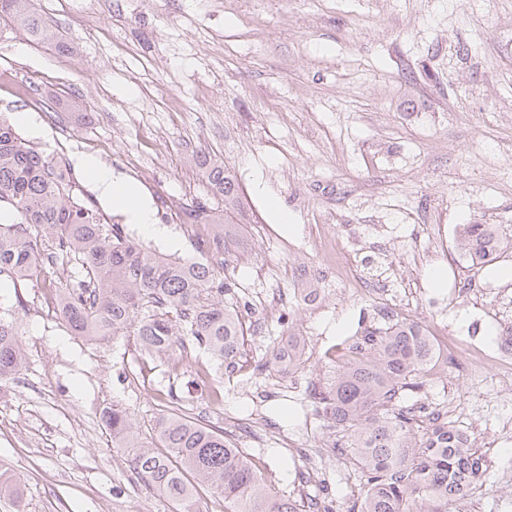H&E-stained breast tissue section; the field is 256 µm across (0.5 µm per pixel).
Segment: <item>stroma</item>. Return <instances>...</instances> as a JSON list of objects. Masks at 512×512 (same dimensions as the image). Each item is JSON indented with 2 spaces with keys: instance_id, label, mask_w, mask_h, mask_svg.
<instances>
[{
  "instance_id": "1",
  "label": "stroma",
  "mask_w": 512,
  "mask_h": 512,
  "mask_svg": "<svg viewBox=\"0 0 512 512\" xmlns=\"http://www.w3.org/2000/svg\"><path fill=\"white\" fill-rule=\"evenodd\" d=\"M83 2L35 0L68 54L0 20V115L63 165L103 223L165 255H193L196 239L211 238L207 224L187 233L180 207L200 200L223 214L197 161L226 164L244 219L214 260L245 319L272 297L278 311L247 331V366L217 367L224 400L213 403L196 383L206 353L149 356L132 335H71L50 302L67 267L1 291L26 364L0 383V461L24 486L26 512H176L113 445L100 421L112 405L132 413L145 442L162 408H180L231 432L279 491L348 512L362 485L330 453L334 434L307 400L334 371L327 350L388 314L483 344L512 325V280L497 276L512 251L474 268L459 246L465 224L512 235V0H103L92 24ZM80 155L137 183L168 237L126 223L76 166ZM271 197L291 225L277 223ZM324 234L341 237L380 293L354 291L324 266ZM439 267L435 288L428 273ZM307 288L315 303L303 302ZM292 335L306 343L303 368L254 372ZM424 381L407 404L444 407L485 457L456 512H512V388L494 368L468 376L453 359Z\"/></svg>"
}]
</instances>
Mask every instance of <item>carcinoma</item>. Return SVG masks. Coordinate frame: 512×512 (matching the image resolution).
<instances>
[{"label": "carcinoma", "mask_w": 512, "mask_h": 512, "mask_svg": "<svg viewBox=\"0 0 512 512\" xmlns=\"http://www.w3.org/2000/svg\"><path fill=\"white\" fill-rule=\"evenodd\" d=\"M0 16L19 23L37 43L72 50L45 22L34 0H3ZM199 167L224 213L240 206V187L227 166L204 158ZM0 285L18 287L48 261L70 265L57 290L60 319L75 336L104 342L132 334L141 347L166 355L198 348L235 366L244 350V317L232 279L220 278L206 258L160 256L130 240L117 224H104L81 200L61 165L48 160L0 117ZM188 223L210 221L205 206L183 208ZM460 246L472 264L489 263L512 249V236L496 224H465ZM346 353L333 377L315 386V411L334 429L332 452L360 474L363 494L349 512H450L482 477V456L468 437L436 410L416 414L403 394L421 388L439 362L425 327L387 318L343 341ZM298 336L254 366L260 372L305 364ZM25 364L16 322L0 315V381ZM101 420L112 442L127 449L129 470L147 486L192 512L193 482L224 498V512H335L326 498L279 493L267 485L249 453L229 433L176 409L162 411L151 431L155 445L138 441L129 412L114 406ZM0 496L20 503L21 485L0 474Z\"/></svg>", "instance_id": "cac0c4a2"}]
</instances>
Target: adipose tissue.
<instances>
[{
	"label": "adipose tissue",
	"instance_id": "adipose-tissue-1",
	"mask_svg": "<svg viewBox=\"0 0 512 512\" xmlns=\"http://www.w3.org/2000/svg\"><path fill=\"white\" fill-rule=\"evenodd\" d=\"M77 164L100 193L111 202L113 208L125 217L127 223L139 225L150 235H164V227L157 224L149 201L136 185L114 177L110 169L93 157L81 156Z\"/></svg>",
	"mask_w": 512,
	"mask_h": 512
}]
</instances>
